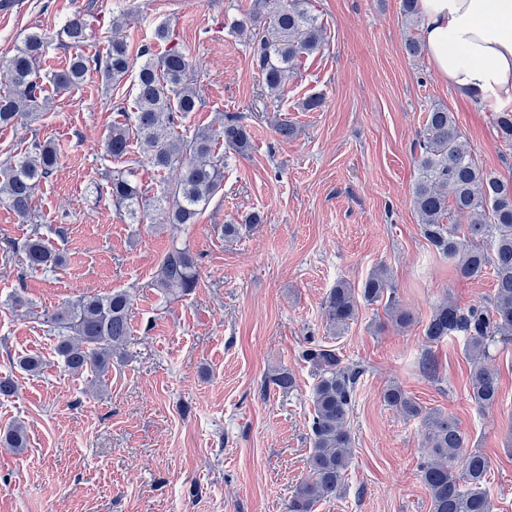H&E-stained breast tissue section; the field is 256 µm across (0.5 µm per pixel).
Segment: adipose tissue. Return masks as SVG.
<instances>
[{
  "instance_id": "1",
  "label": "adipose tissue",
  "mask_w": 512,
  "mask_h": 512,
  "mask_svg": "<svg viewBox=\"0 0 512 512\" xmlns=\"http://www.w3.org/2000/svg\"><path fill=\"white\" fill-rule=\"evenodd\" d=\"M420 10L439 79L479 107L512 105V0H420Z\"/></svg>"
}]
</instances>
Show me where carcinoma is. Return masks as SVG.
<instances>
[{
  "mask_svg": "<svg viewBox=\"0 0 512 512\" xmlns=\"http://www.w3.org/2000/svg\"><path fill=\"white\" fill-rule=\"evenodd\" d=\"M234 28L247 38L253 68L272 95L279 94L288 75L302 57L319 51L323 28L311 10V0H250ZM87 38L84 18H70L60 32L33 33L6 60L11 78L0 90V128L29 129L40 117L48 86L57 93L82 84L86 73L99 72L108 89H116L133 68L129 46L121 36V24L112 22V38L106 53L94 58L70 55L63 68L43 73L40 62L52 42L65 49L77 48ZM155 40L164 44L157 52L151 44L138 50L143 63L135 75L132 111L120 107L124 121L112 123L105 154L126 158L127 165L112 171L107 194L112 206L132 224L158 211V223L186 228L224 187L223 146L239 156L251 150V136L243 117L227 113L218 126L190 129L187 119L204 107L197 91L198 76L188 54L173 41L161 24ZM497 134L512 142V112L496 114ZM24 153L0 162V206L11 210L32 232L23 242L12 243L31 269L52 268L62 257L42 237L32 202L36 188L58 167L60 155L49 141L32 131ZM142 147L131 156L130 143ZM417 179L412 190L420 232L430 246L454 263L462 278H477L492 269L495 290L489 301L461 307L438 304L423 327L425 339L438 344L453 336L465 338V357L470 364L469 395L480 409L494 407L500 395L497 373L486 365L490 347L512 344V183L478 166L461 141L455 118L448 109L427 112L423 132L416 143ZM163 172L178 170L176 181L162 183L160 195L147 196L137 180L143 165ZM470 217L466 227L452 221V214ZM199 284L197 259L189 244H173L161 258L155 286L165 294L181 297ZM384 303L386 314L398 328L414 324L412 314L400 308L397 289L383 266L371 272L358 290L346 282L330 289L324 302L327 330L339 336L357 319L359 307ZM131 296L126 290L84 296L46 313L54 351L65 369L78 376L97 378L108 373L112 356L130 338ZM316 372L312 392L313 414L309 423L312 453L309 474L295 490L288 512H315L322 500L345 489L352 459L350 414L364 369L343 361L331 346L318 345L301 353ZM383 401L408 421L418 420L426 431L429 454L418 472L430 499L431 512H493L486 487L490 462L469 439L458 422L438 409H427L399 385H387ZM0 443L17 451L25 448V432L15 426L0 435Z\"/></svg>",
  "mask_w": 512,
  "mask_h": 512,
  "instance_id": "cac0c4a2",
  "label": "carcinoma"
}]
</instances>
